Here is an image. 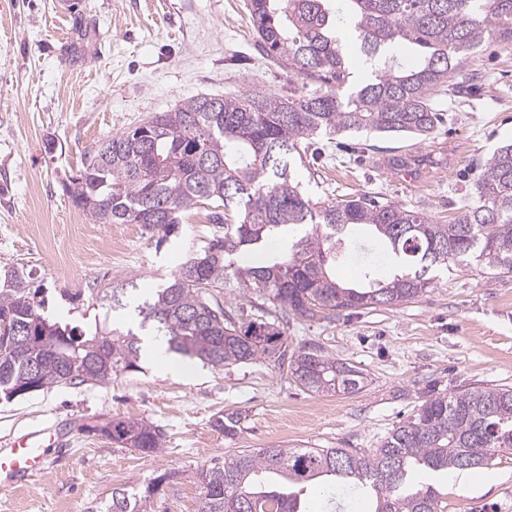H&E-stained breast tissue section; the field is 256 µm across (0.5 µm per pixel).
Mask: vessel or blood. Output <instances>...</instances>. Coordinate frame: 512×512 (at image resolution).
Wrapping results in <instances>:
<instances>
[{
    "instance_id": "b4317fda",
    "label": "vessel or blood",
    "mask_w": 512,
    "mask_h": 512,
    "mask_svg": "<svg viewBox=\"0 0 512 512\" xmlns=\"http://www.w3.org/2000/svg\"><path fill=\"white\" fill-rule=\"evenodd\" d=\"M57 441L52 428L46 427L8 439L0 445V486L11 487L44 470L50 448Z\"/></svg>"
}]
</instances>
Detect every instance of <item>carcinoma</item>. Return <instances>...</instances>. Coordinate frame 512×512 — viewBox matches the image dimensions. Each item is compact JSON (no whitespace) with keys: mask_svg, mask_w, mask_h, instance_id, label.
Segmentation results:
<instances>
[{"mask_svg":"<svg viewBox=\"0 0 512 512\" xmlns=\"http://www.w3.org/2000/svg\"><path fill=\"white\" fill-rule=\"evenodd\" d=\"M261 54L305 84L235 98L202 95L154 112L88 153L65 186L73 204L97 224H141L163 241L179 229V214L206 204L224 234L214 235L162 288L134 306L140 326L167 338L168 350L213 368L273 364L307 390L354 393L364 373L307 342L293 343L290 320H331L371 305L400 306L435 284L456 261L487 262L512 273V146L481 166L478 204L441 224L428 215L363 195L336 204L315 202L293 177L301 145L366 130L430 134L437 122L431 97L483 44L512 45V0H248ZM352 27L367 60L391 55L372 78L351 81L337 37ZM299 230L290 246L271 243ZM357 232L383 239L385 277L364 265L342 286L332 275ZM235 287L255 296L257 312L234 319L219 300ZM136 285L124 280L93 289L92 299L125 308ZM278 305L273 316L262 302ZM140 338L99 321L82 329L36 300L14 267L0 283V399L35 382L40 390L103 386L138 367ZM246 415L224 414L214 427L237 434ZM98 431L122 448L154 453L161 426L119 419ZM512 448V387L473 386L427 396L374 448L245 449L198 474L200 512H305L296 493L327 483L358 493L371 512H441V494L417 480L421 472L479 468ZM170 476L142 490L112 492L100 512H144L147 498Z\"/></svg>","mask_w":512,"mask_h":512,"instance_id":"carcinoma-1","label":"carcinoma"}]
</instances>
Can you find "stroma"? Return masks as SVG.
<instances>
[{"instance_id":"35a3bbf8","label":"stroma","mask_w":512,"mask_h":512,"mask_svg":"<svg viewBox=\"0 0 512 512\" xmlns=\"http://www.w3.org/2000/svg\"><path fill=\"white\" fill-rule=\"evenodd\" d=\"M244 0H0V270L22 267L50 312L73 324L95 318L134 327L132 310L92 306L102 278L140 295L160 287L220 225L206 206L182 213L164 244L140 224H97L64 189L102 141L202 94L278 92L301 80L261 58ZM430 135L352 133L315 138L295 177L316 201L364 194L442 222L477 201L475 180L512 144V47L488 42L432 100ZM287 333L363 371L359 392L314 393L265 363L216 369L142 354L139 369L106 386L84 385L0 399V441L55 428L45 471L0 487V512H96L113 490L163 473L147 512H199L196 472L246 448H373L431 391L512 386V274L459 264L402 306L359 308L335 321L290 322ZM246 418L235 437L213 426ZM163 427L162 449L121 448L97 427L113 419ZM440 480L442 512H512V448Z\"/></svg>"}]
</instances>
